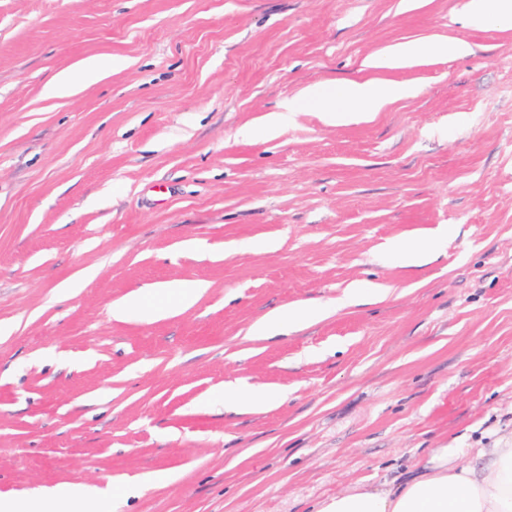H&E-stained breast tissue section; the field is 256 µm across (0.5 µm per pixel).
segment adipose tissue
<instances>
[{"mask_svg":"<svg viewBox=\"0 0 512 512\" xmlns=\"http://www.w3.org/2000/svg\"><path fill=\"white\" fill-rule=\"evenodd\" d=\"M401 85L349 82L323 90L303 89L282 111L249 127L252 136L276 134L284 113L299 102L314 106L323 123L366 121L395 100L409 96ZM324 309L299 305L266 314L255 326L259 338L301 330L327 317ZM318 512H512V438L495 448H435L398 484L359 486L330 497Z\"/></svg>","mask_w":512,"mask_h":512,"instance_id":"adipose-tissue-1","label":"adipose tissue"}]
</instances>
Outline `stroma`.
I'll return each mask as SVG.
<instances>
[{"label": "stroma", "instance_id": "35a3bbf8", "mask_svg": "<svg viewBox=\"0 0 512 512\" xmlns=\"http://www.w3.org/2000/svg\"><path fill=\"white\" fill-rule=\"evenodd\" d=\"M465 2L0 0L1 497L316 512L512 436V26L468 27ZM434 39L470 52L369 64ZM89 58L109 76L47 94ZM346 81L414 92L368 122L304 103L244 136ZM442 224L434 260L404 265ZM199 282L176 315H112ZM356 282L389 294L337 307ZM298 302L330 313L253 336ZM262 388L278 398L239 406Z\"/></svg>", "mask_w": 512, "mask_h": 512}]
</instances>
